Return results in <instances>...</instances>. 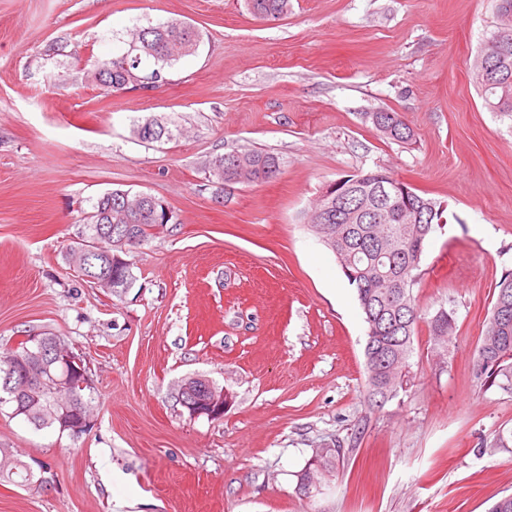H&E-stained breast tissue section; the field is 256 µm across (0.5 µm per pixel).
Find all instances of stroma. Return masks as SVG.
<instances>
[{"label": "stroma", "instance_id": "1", "mask_svg": "<svg viewBox=\"0 0 512 512\" xmlns=\"http://www.w3.org/2000/svg\"><path fill=\"white\" fill-rule=\"evenodd\" d=\"M265 24L244 0H0V348L62 337L95 389L92 427L34 430L0 406V448L44 484L0 482V512H489L512 494V396L474 372L495 283L512 270V117L470 66L495 30L490 0H291ZM194 26L197 52L149 91L102 96L94 60L139 27ZM399 113L416 141L370 115ZM153 116L182 129L143 143ZM280 160L267 182L219 184L234 150ZM388 170L445 204L413 290L424 314L407 385L365 397L354 286L307 224L323 188ZM165 200L177 221L134 250V286L89 287L69 252L113 190ZM452 313L447 350L427 323ZM231 403L192 417L182 380ZM338 445L335 477L298 476ZM372 114L379 115L382 123L380 125L376 124L371 116L372 124L386 139L403 144H408L414 139L413 130L402 120L398 113L383 110L372 112Z\"/></svg>", "mask_w": 512, "mask_h": 512}]
</instances>
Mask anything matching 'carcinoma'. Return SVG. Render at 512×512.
Here are the masks:
<instances>
[{"mask_svg": "<svg viewBox=\"0 0 512 512\" xmlns=\"http://www.w3.org/2000/svg\"><path fill=\"white\" fill-rule=\"evenodd\" d=\"M498 27L512 29V0H493ZM248 12L255 19L265 15L279 20L291 8V0H245ZM199 43V34L182 22H167L143 26L135 30L132 36L128 57H114L108 61H98L88 72L89 80L107 94L118 93L132 87V75H142V63L151 59L163 68L177 63L185 56L193 54ZM507 55L496 57L490 63L496 85L487 86L476 83L485 106L492 112H502L512 116V42L507 43ZM381 124L374 128L383 137L407 144L415 134L396 112L379 113ZM155 133L172 140L181 134L180 126L164 117L146 120ZM144 123V124H146ZM144 124L135 129V135L141 141ZM251 171L248 174L233 166L234 153L215 156L209 163L210 176L218 182H230L246 178L266 182L275 178L280 170L276 156L260 151H241ZM384 174L382 170L364 173L363 184L351 187L345 196V205L353 208L360 199V193L371 190L376 178ZM137 195L122 196V191L114 190L98 198L93 211L87 217L85 236L100 243L98 249L105 253L112 250V237L103 236L114 224H134L140 240L148 238V228L156 224H169L167 217L170 206L162 199H156V207L136 201ZM380 221L365 220L358 224H339L336 222L318 223L309 220V226L318 238L330 245L329 239L339 230L347 231L349 247L336 254L340 266L350 270L346 275L350 284L357 289L360 307L367 305L381 310L386 303L401 311L398 325L380 336H366L365 357L367 371V398L375 402L378 398L393 397L403 387L406 367L413 352L415 336L421 312L416 304L413 288L422 276L421 261L417 260L419 245L426 244L430 235L436 230L434 224H407L403 210L398 206L388 205L379 214ZM512 302V273L504 274L496 283L492 306L489 311L486 328L480 336L475 349L476 378L483 385L499 388L512 394V318L503 326L498 321L497 310L502 298ZM434 336L438 342H444L448 330L455 327V320L446 311L437 313L430 321ZM30 360L25 350L8 349L0 353V404L14 405L13 414L22 417L36 430L59 428L58 417L62 406L57 400L56 380L64 372L56 366L50 371L42 372V382L38 393L39 401L27 408L15 399L12 389L18 386L17 361ZM94 400V388L87 386L72 387L71 408L81 410ZM317 463L309 462L298 475L302 481L309 474H318L323 470L330 474L336 469L340 451L321 448L316 451ZM19 476L23 482L31 484L34 474L24 462L13 459L7 466L0 464V479L13 480Z\"/></svg>", "mask_w": 512, "mask_h": 512, "instance_id": "carcinoma-1", "label": "carcinoma"}]
</instances>
